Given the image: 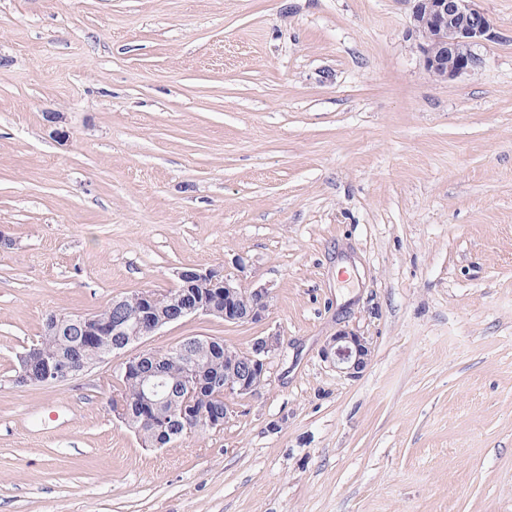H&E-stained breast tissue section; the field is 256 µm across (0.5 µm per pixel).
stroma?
<instances>
[{
    "label": "stroma",
    "instance_id": "1",
    "mask_svg": "<svg viewBox=\"0 0 512 512\" xmlns=\"http://www.w3.org/2000/svg\"><path fill=\"white\" fill-rule=\"evenodd\" d=\"M476 5L438 82L408 0H0V512H512V0ZM238 256L264 322L134 346L277 332L223 429L145 447L113 361L13 384L47 314ZM323 353L339 372L358 377L370 359L371 344L357 331L343 329L331 337Z\"/></svg>",
    "mask_w": 512,
    "mask_h": 512
}]
</instances>
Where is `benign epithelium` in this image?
<instances>
[{
	"mask_svg": "<svg viewBox=\"0 0 512 512\" xmlns=\"http://www.w3.org/2000/svg\"><path fill=\"white\" fill-rule=\"evenodd\" d=\"M412 29L420 36L417 49L426 70L437 81H446L482 66L477 47L490 36L491 20L478 9L475 0H410ZM241 260L220 272L210 268L180 269L174 272L179 287L164 292L140 290L112 300V312L97 311L81 320L86 342L92 344L105 335L120 337L106 350L100 361L121 359L119 373L138 383L141 392V419L116 412V418L137 435L144 433V422L163 428L176 416L200 421L206 431L224 428L233 415L229 397L258 394L268 383L269 363L279 349V336L270 332L258 336L244 353L224 344V373L213 375L199 355L213 348L207 337L186 339L165 350L170 360L184 363L178 385L167 384L166 372L149 361L146 353H131L130 347L165 325L184 319L206 316L226 323L258 324L266 320L272 292L266 287L248 288L243 280ZM68 317L53 314L46 322L44 335L60 336ZM73 346L63 356H52L40 346H30L21 356V370L13 377L17 386L66 383L88 371ZM324 357L336 369L356 377L368 364L369 340L360 333L343 329L331 337ZM224 403V414L199 408L202 392Z\"/></svg>",
	"mask_w": 512,
	"mask_h": 512,
	"instance_id": "7a95c632",
	"label": "benign epithelium"
}]
</instances>
